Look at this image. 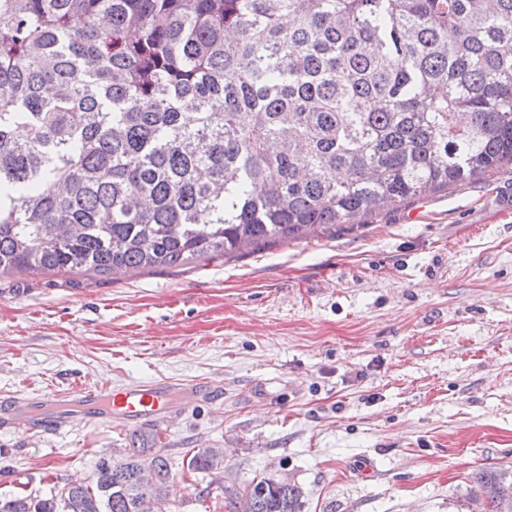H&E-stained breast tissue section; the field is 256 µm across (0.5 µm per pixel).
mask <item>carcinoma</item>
Listing matches in <instances>:
<instances>
[{"mask_svg":"<svg viewBox=\"0 0 512 512\" xmlns=\"http://www.w3.org/2000/svg\"><path fill=\"white\" fill-rule=\"evenodd\" d=\"M505 164L512 0H0L1 277L232 257ZM170 476L130 448L0 512H150ZM475 482L512 512V479ZM254 485L250 512H302L297 484Z\"/></svg>","mask_w":512,"mask_h":512,"instance_id":"carcinoma-1","label":"carcinoma"}]
</instances>
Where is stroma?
<instances>
[{"label": "stroma", "mask_w": 512, "mask_h": 512, "mask_svg": "<svg viewBox=\"0 0 512 512\" xmlns=\"http://www.w3.org/2000/svg\"><path fill=\"white\" fill-rule=\"evenodd\" d=\"M161 379L222 391L161 437L164 512L260 474L303 512H473L476 472L512 473V165L229 259L0 277V401ZM152 433L0 429V493L90 478ZM191 448L223 449L225 480L183 472Z\"/></svg>", "instance_id": "obj_1"}]
</instances>
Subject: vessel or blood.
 Masks as SVG:
<instances>
[{"label":"vessel or blood","mask_w":512,"mask_h":512,"mask_svg":"<svg viewBox=\"0 0 512 512\" xmlns=\"http://www.w3.org/2000/svg\"><path fill=\"white\" fill-rule=\"evenodd\" d=\"M214 392L206 383L168 380L120 390L74 385L39 397L19 396L0 403V425L45 436L69 426L80 414L97 420L116 418L127 427L151 422L164 428L198 396Z\"/></svg>","instance_id":"1"}]
</instances>
